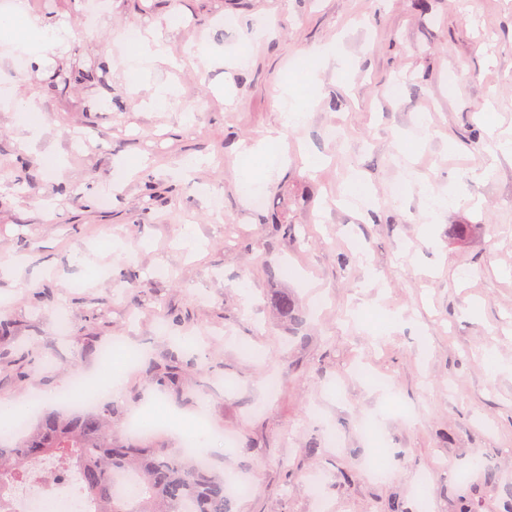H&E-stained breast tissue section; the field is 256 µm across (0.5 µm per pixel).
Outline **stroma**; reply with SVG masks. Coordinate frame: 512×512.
<instances>
[{"instance_id": "1", "label": "stroma", "mask_w": 512, "mask_h": 512, "mask_svg": "<svg viewBox=\"0 0 512 512\" xmlns=\"http://www.w3.org/2000/svg\"><path fill=\"white\" fill-rule=\"evenodd\" d=\"M85 2L49 16L27 0V16L71 30L27 80L0 36V95L35 97L49 116L25 122L0 98V399L57 409L60 388L97 375L102 346L121 339L135 363L114 361L128 382L113 429L157 401L186 426L207 406V431L234 439L213 467L251 487L231 512H314L316 478L329 512H512V371L492 365L512 363V0H111L89 29ZM131 26L168 47L143 83L124 74ZM72 58L102 63L104 85L47 94L48 69ZM308 59L316 77L289 127L281 86ZM273 128L279 158L254 169L266 195L254 210L238 172ZM16 172L27 195L11 192ZM357 177L363 209L342 198ZM419 182L455 203L430 219ZM452 224L473 232L451 239ZM283 294L301 325L279 311ZM62 315L71 335L54 333ZM172 352L178 395L146 374ZM375 443L389 459L378 478L363 467Z\"/></svg>"}]
</instances>
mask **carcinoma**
Listing matches in <instances>:
<instances>
[{
  "label": "carcinoma",
  "instance_id": "obj_1",
  "mask_svg": "<svg viewBox=\"0 0 512 512\" xmlns=\"http://www.w3.org/2000/svg\"><path fill=\"white\" fill-rule=\"evenodd\" d=\"M99 66H59L45 82L92 86ZM77 468L84 493L96 512H229L224 476L196 460L169 452L160 443L135 444L112 432V410L74 409L26 419L0 442V512L13 484L50 488L62 468Z\"/></svg>",
  "mask_w": 512,
  "mask_h": 512
}]
</instances>
